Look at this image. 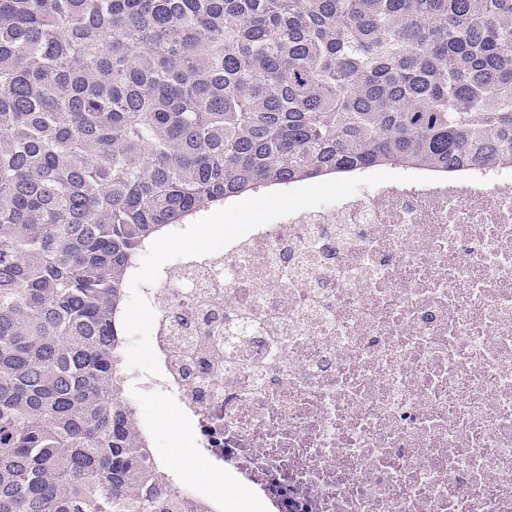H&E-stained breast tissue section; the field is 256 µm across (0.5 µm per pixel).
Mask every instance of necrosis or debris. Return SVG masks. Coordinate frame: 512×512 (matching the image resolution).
I'll return each instance as SVG.
<instances>
[{
  "label": "necrosis or debris",
  "instance_id": "necrosis-or-debris-1",
  "mask_svg": "<svg viewBox=\"0 0 512 512\" xmlns=\"http://www.w3.org/2000/svg\"><path fill=\"white\" fill-rule=\"evenodd\" d=\"M138 291L197 459L264 512H512V174L369 171Z\"/></svg>",
  "mask_w": 512,
  "mask_h": 512
}]
</instances>
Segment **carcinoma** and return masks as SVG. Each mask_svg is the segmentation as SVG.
I'll list each match as a JSON object with an SVG mask.
<instances>
[{"label": "carcinoma", "mask_w": 512, "mask_h": 512, "mask_svg": "<svg viewBox=\"0 0 512 512\" xmlns=\"http://www.w3.org/2000/svg\"><path fill=\"white\" fill-rule=\"evenodd\" d=\"M484 164L512 168V0H0V512H210L125 391L173 225ZM303 184L307 186V191L302 197L305 203H329L336 178ZM150 336L145 327L130 322L127 329V355H128V374L130 376L140 374L142 371L140 365V353L144 351L149 344Z\"/></svg>", "instance_id": "obj_1"}]
</instances>
